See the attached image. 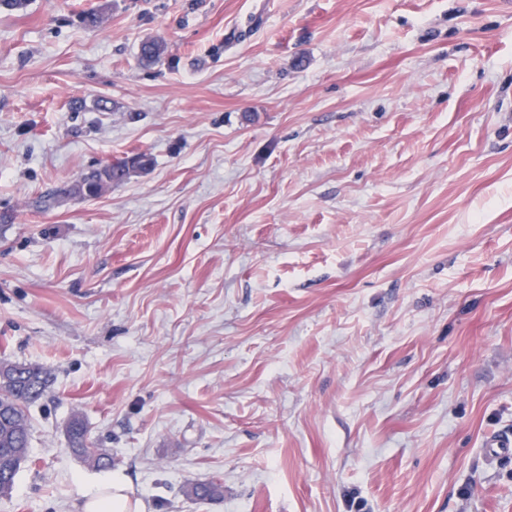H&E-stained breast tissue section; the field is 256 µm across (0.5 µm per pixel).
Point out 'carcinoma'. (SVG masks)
I'll return each mask as SVG.
<instances>
[{"label": "carcinoma", "mask_w": 512, "mask_h": 512, "mask_svg": "<svg viewBox=\"0 0 512 512\" xmlns=\"http://www.w3.org/2000/svg\"><path fill=\"white\" fill-rule=\"evenodd\" d=\"M145 168L149 159L143 154L129 161L112 166V183L125 179L129 172L125 165ZM104 170L97 168L81 178V186L100 193L108 183L103 178ZM51 383V373L42 366L0 361V494L12 491L21 466L30 456V418L28 408L40 400ZM69 445L75 456L97 469L112 466V453L87 442L88 429L83 416L75 412L66 424ZM222 485L215 482L195 485L191 495L198 500H213L221 497Z\"/></svg>", "instance_id": "cac0c4a2"}]
</instances>
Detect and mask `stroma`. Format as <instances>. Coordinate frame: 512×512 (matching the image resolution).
I'll use <instances>...</instances> for the list:
<instances>
[{"mask_svg": "<svg viewBox=\"0 0 512 512\" xmlns=\"http://www.w3.org/2000/svg\"><path fill=\"white\" fill-rule=\"evenodd\" d=\"M1 358L0 512H82L76 411L145 512H512V7L0 6ZM51 377L39 365L0 361V494L12 491L30 456L28 408L43 397Z\"/></svg>", "mask_w": 512, "mask_h": 512, "instance_id": "35a3bbf8", "label": "stroma"}]
</instances>
